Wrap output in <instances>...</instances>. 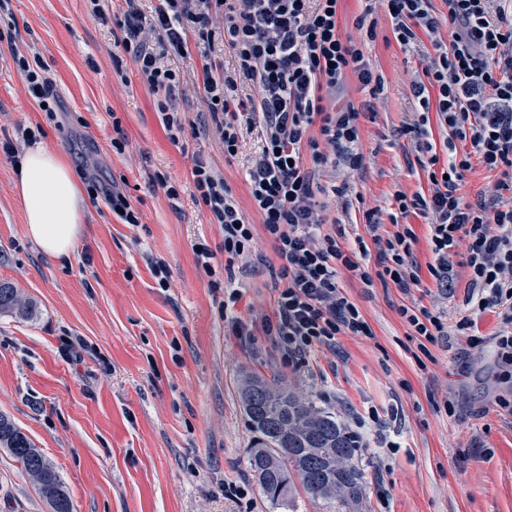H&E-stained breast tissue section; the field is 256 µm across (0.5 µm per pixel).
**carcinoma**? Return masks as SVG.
<instances>
[{"instance_id": "cac0c4a2", "label": "carcinoma", "mask_w": 512, "mask_h": 512, "mask_svg": "<svg viewBox=\"0 0 512 512\" xmlns=\"http://www.w3.org/2000/svg\"><path fill=\"white\" fill-rule=\"evenodd\" d=\"M38 313L34 300L23 297L13 283L0 281V314L34 320ZM243 402L256 434L245 466L266 498L273 502L288 499L296 479L306 494L327 503L354 505L363 498L362 474L355 464L359 444L336 416L286 387L259 378L247 382ZM0 447L21 464L52 512H72L58 471L2 413Z\"/></svg>"}]
</instances>
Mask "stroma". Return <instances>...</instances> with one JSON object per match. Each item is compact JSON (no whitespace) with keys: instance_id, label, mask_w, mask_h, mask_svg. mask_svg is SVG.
I'll return each mask as SVG.
<instances>
[{"instance_id":"1","label":"stroma","mask_w":512,"mask_h":512,"mask_svg":"<svg viewBox=\"0 0 512 512\" xmlns=\"http://www.w3.org/2000/svg\"><path fill=\"white\" fill-rule=\"evenodd\" d=\"M125 0H104V19L89 16L86 0H0V142L20 141L23 128L42 124L46 142L63 153L76 175L116 181L140 212L125 224L104 199L87 200L72 255H45L28 237L15 189V165L0 151V280L14 283L40 307L36 320L0 316V412L7 414L62 477L73 512H329L324 501L296 491L289 505L261 492L244 458L255 434L241 387L248 378L279 380L335 414L342 424L377 412L383 432L365 430L357 464L365 493L350 512H512V372L502 368L492 338L495 312L476 320L481 348L462 336L419 351L401 306L443 312L455 325L469 316V273L460 250L450 260L452 292L430 276L433 261L426 218L409 215L421 283L402 293L391 284L364 287L341 271L340 283L370 325V336L342 334L335 350L308 363L282 361L261 331L275 311L279 260L265 235L234 265L241 294L225 308L222 233L193 197L194 157L224 177L252 224L246 170L259 151L247 136L227 157L205 101L193 92L174 106L192 127L172 144L129 54L117 48ZM364 54L385 78L379 98L352 91L361 112L360 169L338 165L323 173L319 203L335 213L329 188L347 184L350 208L341 243L365 236L364 213L395 212L396 192L428 193L405 128L417 121L409 82L422 77L429 40L403 49L386 14ZM37 52L59 104L54 122L31 100L14 53ZM127 145L112 149L113 118ZM178 183L170 200L158 175ZM206 240L215 276L197 265L192 246ZM165 263L169 278L151 273ZM454 413H447L445 402ZM248 495H226L225 485ZM0 512H51L36 486L0 448Z\"/></svg>"}]
</instances>
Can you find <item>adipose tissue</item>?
<instances>
[{
	"label": "adipose tissue",
	"instance_id": "adipose-tissue-1",
	"mask_svg": "<svg viewBox=\"0 0 512 512\" xmlns=\"http://www.w3.org/2000/svg\"><path fill=\"white\" fill-rule=\"evenodd\" d=\"M16 189L28 236L48 256H70L85 210L71 164L46 142H33L20 159Z\"/></svg>",
	"mask_w": 512,
	"mask_h": 512
}]
</instances>
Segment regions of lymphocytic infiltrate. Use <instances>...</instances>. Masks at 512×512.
Returning <instances> with one entry per match:
<instances>
[{
  "label": "lymphocytic infiltrate",
  "instance_id": "f902f5d3",
  "mask_svg": "<svg viewBox=\"0 0 512 512\" xmlns=\"http://www.w3.org/2000/svg\"><path fill=\"white\" fill-rule=\"evenodd\" d=\"M397 43L406 49L428 37L424 80L413 81L421 115L407 127L419 164L428 176V194L397 193L401 215L429 217V243L435 258L429 272L441 290L453 287L452 248L464 249L470 273L466 299L473 313H497L501 326L494 343L499 363L512 367V0H443L447 20L431 0H379ZM127 5L118 44L130 53L143 83L153 93L161 124L179 143L187 119L171 101L179 72L167 59L197 47L202 73L192 88L219 117L226 156H236L244 135L255 134L260 151L247 171L248 193L260 225L250 224L221 175L204 158L193 160L194 198L224 238V271L233 274L248 257L255 234L264 231L280 260V283L273 319L264 324L282 359L307 363L318 348L335 349L340 334L370 335L355 303L346 296L340 270L365 286L392 282L401 292L419 285L412 260L416 234L408 224L381 236L380 209L365 213L370 242L344 250L329 217L316 199V170L333 156L359 167L360 112L344 97L348 80L377 95L382 76L374 74L361 49L367 17L353 27L341 18V0H157L144 14L140 0ZM233 56L231 65L211 57L215 43ZM14 62L47 120L56 117L52 80L40 58L14 53ZM448 127L469 150L440 158L431 120ZM498 172L494 195L478 203L463 191L473 165ZM376 252L379 270L370 274L361 256Z\"/></svg>",
  "mask_w": 512,
  "mask_h": 512
}]
</instances>
